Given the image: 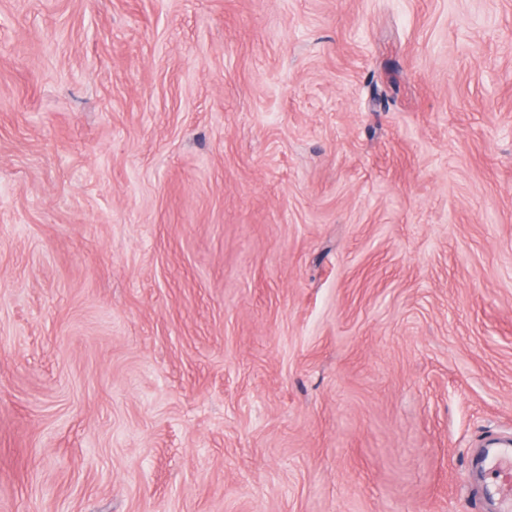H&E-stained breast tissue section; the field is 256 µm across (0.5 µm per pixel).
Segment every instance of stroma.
Masks as SVG:
<instances>
[{
	"label": "stroma",
	"instance_id": "obj_1",
	"mask_svg": "<svg viewBox=\"0 0 512 512\" xmlns=\"http://www.w3.org/2000/svg\"><path fill=\"white\" fill-rule=\"evenodd\" d=\"M512 439V0H0V512H487Z\"/></svg>",
	"mask_w": 512,
	"mask_h": 512
}]
</instances>
